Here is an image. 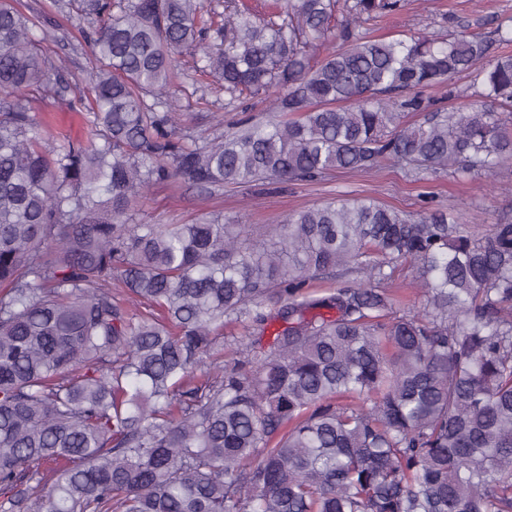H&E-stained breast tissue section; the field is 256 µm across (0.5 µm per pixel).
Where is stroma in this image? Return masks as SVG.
Returning <instances> with one entry per match:
<instances>
[{
	"label": "stroma",
	"instance_id": "obj_1",
	"mask_svg": "<svg viewBox=\"0 0 512 512\" xmlns=\"http://www.w3.org/2000/svg\"><path fill=\"white\" fill-rule=\"evenodd\" d=\"M25 13L47 17L56 35L43 44L45 56L65 62L67 96L85 90L91 68L90 49L81 38L79 23L68 0H19ZM512 27V0H407L398 13L367 21L363 33L378 38L436 34L453 37L461 29L485 35L496 28ZM184 111L198 113L193 134L213 136V117L224 119L225 134L236 130L239 112L225 108L224 91L217 84L190 74L171 89ZM370 196L408 213L439 208L463 222L495 224L512 219V161L494 173L466 178L452 171L421 174L412 180L404 170L388 166L375 173L336 170L313 180L277 182L260 180L207 194L181 180L155 186L139 199L134 219L148 224H190L208 213L223 214L226 221L245 225L254 239L264 238L270 226L289 212L340 198Z\"/></svg>",
	"mask_w": 512,
	"mask_h": 512
}]
</instances>
